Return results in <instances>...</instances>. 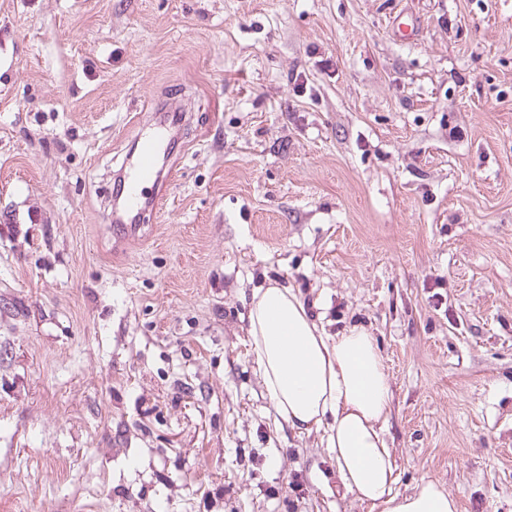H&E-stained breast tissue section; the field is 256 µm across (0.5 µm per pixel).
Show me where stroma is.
<instances>
[{"label": "stroma", "instance_id": "obj_1", "mask_svg": "<svg viewBox=\"0 0 512 512\" xmlns=\"http://www.w3.org/2000/svg\"><path fill=\"white\" fill-rule=\"evenodd\" d=\"M272 282L376 339L400 493L512 512V0H0V512H370L266 394ZM164 141L162 131H157L153 135L143 138L141 148L137 155L133 171L127 175L126 194L124 201L118 209H115L112 215L114 228L121 232L132 235L139 224H127L128 220L132 222V215L138 210L142 203L143 195L151 182H155L158 177L157 161L161 145Z\"/></svg>", "mask_w": 512, "mask_h": 512}]
</instances>
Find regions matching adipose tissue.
I'll return each instance as SVG.
<instances>
[{
	"label": "adipose tissue",
	"instance_id": "obj_1",
	"mask_svg": "<svg viewBox=\"0 0 512 512\" xmlns=\"http://www.w3.org/2000/svg\"><path fill=\"white\" fill-rule=\"evenodd\" d=\"M252 351L276 414L300 432L325 429L342 486L372 512H458L457 500L424 480L396 491L383 433L391 386L373 336L361 328L329 338L291 289L251 295Z\"/></svg>",
	"mask_w": 512,
	"mask_h": 512
}]
</instances>
